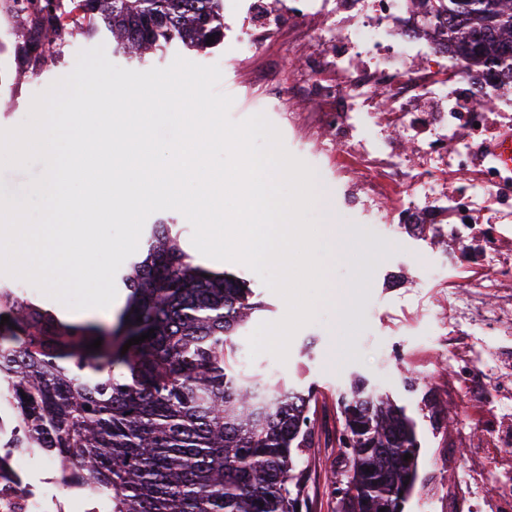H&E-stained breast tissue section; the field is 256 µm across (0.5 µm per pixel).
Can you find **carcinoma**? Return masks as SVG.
<instances>
[{
  "instance_id": "obj_1",
  "label": "carcinoma",
  "mask_w": 512,
  "mask_h": 512,
  "mask_svg": "<svg viewBox=\"0 0 512 512\" xmlns=\"http://www.w3.org/2000/svg\"><path fill=\"white\" fill-rule=\"evenodd\" d=\"M448 49L480 74L512 50V0H436ZM19 20L15 67L46 63L53 36L79 18L118 53L203 49L224 37V0H0ZM123 280L112 326L58 319L0 283V402L64 477L109 512H295L315 389L262 384L242 370L239 332L263 307L244 283L194 263L173 224H154ZM142 320H137V317ZM154 336L121 353L131 338ZM101 338L99 349L87 345ZM27 398H22V395ZM343 434L358 512H395L414 488L413 421L364 381L347 390ZM410 454L405 461L403 456Z\"/></svg>"
}]
</instances>
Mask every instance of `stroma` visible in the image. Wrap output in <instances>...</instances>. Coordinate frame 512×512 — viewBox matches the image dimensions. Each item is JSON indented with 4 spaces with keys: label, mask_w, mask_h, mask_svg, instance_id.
<instances>
[{
    "label": "stroma",
    "mask_w": 512,
    "mask_h": 512,
    "mask_svg": "<svg viewBox=\"0 0 512 512\" xmlns=\"http://www.w3.org/2000/svg\"><path fill=\"white\" fill-rule=\"evenodd\" d=\"M107 42L104 35L92 37L78 30L61 35L59 52L52 61L39 66L35 75L7 83L15 107L0 111V128H13L26 121L34 96L69 74L79 51ZM289 58L284 39L267 55L225 53L217 89L234 99L232 120L264 114L278 129L285 149L316 171L320 198L317 217L326 224H345L351 238L347 249L334 253L328 261L331 297L337 309L322 310L317 322L297 331L286 361L264 353L245 360L244 372L263 382L280 381L317 392L310 411L312 440L302 455L308 473L305 496L310 512H336L332 483L344 472L336 445L344 424L338 405L341 396L355 378L380 387L415 422L417 480L403 512H425V499L441 497L455 471L468 467L485 439L477 422L479 409L450 396L448 376V356L457 341L448 318L450 289L457 280L478 286L481 272L451 268L436 279L413 278L419 254L377 236L368 220L348 211L335 174L314 146L289 132L287 108L271 107L258 80L272 61L285 63ZM195 261L234 274L249 285L265 304L253 317V324L284 317V300L246 266L201 255H196ZM116 290L114 302L106 309L72 310L42 294L37 302L73 323L110 324L126 301L124 285H117Z\"/></svg>",
    "instance_id": "1"
}]
</instances>
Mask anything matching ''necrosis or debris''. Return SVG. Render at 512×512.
I'll return each mask as SVG.
<instances>
[{
	"instance_id": "1",
	"label": "necrosis or debris",
	"mask_w": 512,
	"mask_h": 512,
	"mask_svg": "<svg viewBox=\"0 0 512 512\" xmlns=\"http://www.w3.org/2000/svg\"><path fill=\"white\" fill-rule=\"evenodd\" d=\"M410 0H288L277 25L225 27L224 40L255 54L284 37L308 67L300 79L269 76L287 85L310 113L292 110L288 128L302 139L326 133L336 145V183L361 194L360 216L412 245L447 235L457 261L483 269L481 287L457 291L453 321L468 330L467 358L454 364L455 390L475 400V381L496 389L500 405L481 420L486 436L482 472L460 471L466 500L449 496L448 512H512V376L507 359L486 340L503 335L486 296L512 302V166L497 150L512 130V82L498 96L477 95L462 63L448 61V32L419 26ZM439 104L421 112L420 102ZM16 425L0 407V448L14 478L0 484V512H46L45 493L29 478L34 454L15 447Z\"/></svg>"
}]
</instances>
